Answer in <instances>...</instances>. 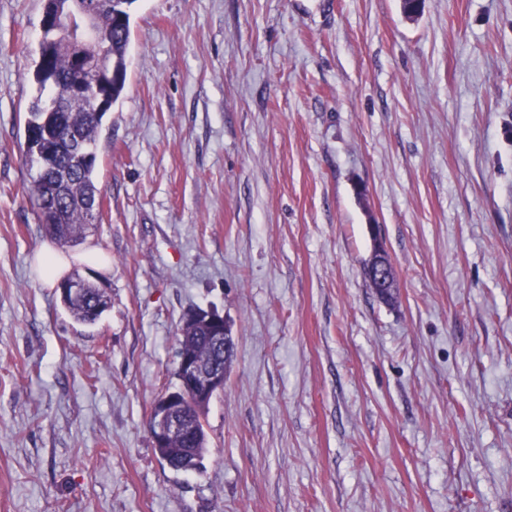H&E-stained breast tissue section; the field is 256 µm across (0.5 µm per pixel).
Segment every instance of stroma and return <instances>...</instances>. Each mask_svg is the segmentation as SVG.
<instances>
[{
    "label": "stroma",
    "instance_id": "obj_1",
    "mask_svg": "<svg viewBox=\"0 0 512 512\" xmlns=\"http://www.w3.org/2000/svg\"><path fill=\"white\" fill-rule=\"evenodd\" d=\"M44 3L0 0V512H512V0H135L92 327L26 195ZM191 308L235 354L182 473L148 420ZM370 226L372 228V238L374 241L373 251L368 264L370 284L372 288H375L376 293L381 296L380 292L392 288L393 283L390 276L388 253L380 235L379 225L373 224ZM392 297L390 290L385 295L381 296V298L386 299V301L391 300ZM86 281L82 277H74L66 284L65 290L73 294L80 292ZM60 301L72 319L83 325L96 324L110 307V298L105 289L91 281L78 294L60 295Z\"/></svg>",
    "mask_w": 512,
    "mask_h": 512
}]
</instances>
